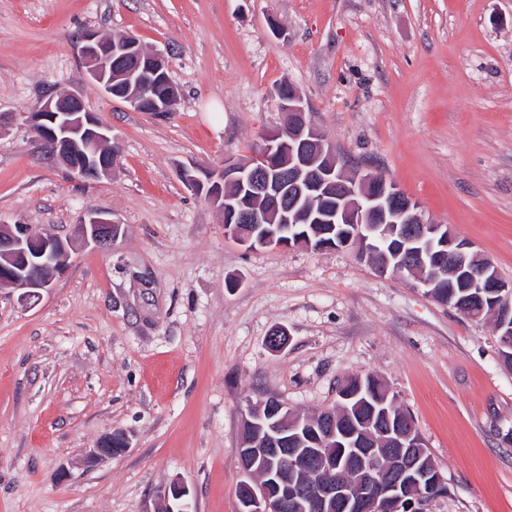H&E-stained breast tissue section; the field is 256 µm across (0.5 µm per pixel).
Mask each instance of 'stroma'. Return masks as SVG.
I'll use <instances>...</instances> for the list:
<instances>
[{"label":"stroma","mask_w":512,"mask_h":512,"mask_svg":"<svg viewBox=\"0 0 512 512\" xmlns=\"http://www.w3.org/2000/svg\"><path fill=\"white\" fill-rule=\"evenodd\" d=\"M88 31L162 51L173 111L91 80ZM284 83L347 165L512 281V0H0V223L72 240L35 304L0 290V512H156L175 480L195 512H238L246 403L308 414L366 375L445 481L427 512H512V366L492 323L351 249L245 248L184 184L280 128ZM60 93L109 127L108 177H76L24 125ZM91 209L123 228L108 248L73 235ZM115 433L129 448L87 464Z\"/></svg>","instance_id":"1"}]
</instances>
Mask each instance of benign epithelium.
Wrapping results in <instances>:
<instances>
[{
  "label": "benign epithelium",
  "mask_w": 512,
  "mask_h": 512,
  "mask_svg": "<svg viewBox=\"0 0 512 512\" xmlns=\"http://www.w3.org/2000/svg\"><path fill=\"white\" fill-rule=\"evenodd\" d=\"M82 59L88 75L100 84L106 94L113 92L112 71L123 67L125 90L121 98L134 109L143 110L150 95L158 93L169 80L166 61L157 50L147 51L132 37L104 38L94 32L82 37ZM283 115V131L272 136V141L261 144V151L248 163L234 157L224 159V182L207 196L220 203L224 211L226 235L243 246L249 245L259 228L265 224H359L367 232H375L382 224L399 227V243L390 247L397 258L391 265L383 255L377 271L396 277L404 270L414 271L412 257H403L401 243L420 242L436 233L439 225L425 217L420 205L406 197L397 186L382 185L375 193L376 175L369 172L349 176L337 172L339 161L325 143L323 135L311 123L300 95L279 102ZM26 121L35 134L39 147L66 164L74 161L73 170L83 178L98 179L112 171V148L108 146L107 129L88 110L81 98L74 94H59L46 98ZM288 155V183L301 186L324 198L344 203L322 211L314 219L312 213L300 206L301 196L291 202L281 200L282 187L271 182L267 169ZM323 161L313 167L312 160ZM235 186L249 196L264 200V206L245 208L239 196L223 190ZM77 234L84 240L104 249L112 245L122 232V225L112 221L103 211L91 210L76 225ZM71 240L46 234L31 224H0V288L18 293L17 300L29 303L40 297L41 291L60 278L66 271L70 257ZM470 244L450 233H445L434 264L423 266L418 281L425 288L438 284L451 275L470 288H490L486 278L490 261L480 267L465 263ZM295 423L269 424L265 438L240 442L238 455L244 479L239 484L243 507L239 512H278L288 506L300 512H387L389 507L405 512H426L430 498H411L412 490L423 485L444 492L445 483L437 469H428L425 452L411 440L412 433L389 438L392 448L383 453L380 448H365L356 443L349 448V463L370 471L369 478L355 487L336 479L333 469L326 464L321 448H285L288 432ZM121 444L114 445L112 436L105 437L95 448L89 449L86 460L95 464L119 455L129 448L128 438L120 436ZM282 456L291 468L300 462L317 469H326L327 475L314 483L287 479L282 467H269L271 457ZM164 503L162 512H190V489L173 481L160 492Z\"/></svg>",
  "instance_id": "7a95c632"
}]
</instances>
